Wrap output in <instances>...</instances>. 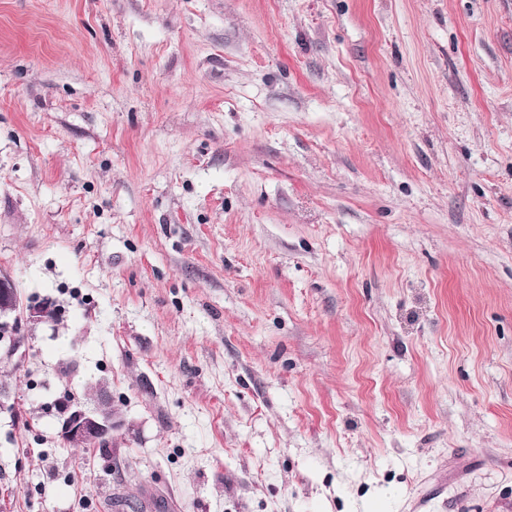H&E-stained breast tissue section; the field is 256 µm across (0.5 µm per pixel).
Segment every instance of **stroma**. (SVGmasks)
<instances>
[{"instance_id":"stroma-1","label":"stroma","mask_w":512,"mask_h":512,"mask_svg":"<svg viewBox=\"0 0 512 512\" xmlns=\"http://www.w3.org/2000/svg\"><path fill=\"white\" fill-rule=\"evenodd\" d=\"M1 270L0 512H512V0H0ZM57 315L58 308L52 299L25 303L12 287V277L6 272H0V323L31 326L52 322ZM57 414L58 436L70 445L108 444L123 425L113 414L107 395H102L94 408L63 397L57 404Z\"/></svg>"}]
</instances>
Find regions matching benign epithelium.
<instances>
[{"instance_id":"7a95c632","label":"benign epithelium","mask_w":512,"mask_h":512,"mask_svg":"<svg viewBox=\"0 0 512 512\" xmlns=\"http://www.w3.org/2000/svg\"><path fill=\"white\" fill-rule=\"evenodd\" d=\"M56 303L45 298L38 303H26L12 287V277L0 272V323L27 326L52 322L57 318ZM58 437L70 445L104 444L112 440L122 427L112 412L111 399L103 395L96 407L90 408L70 397L57 404Z\"/></svg>"}]
</instances>
